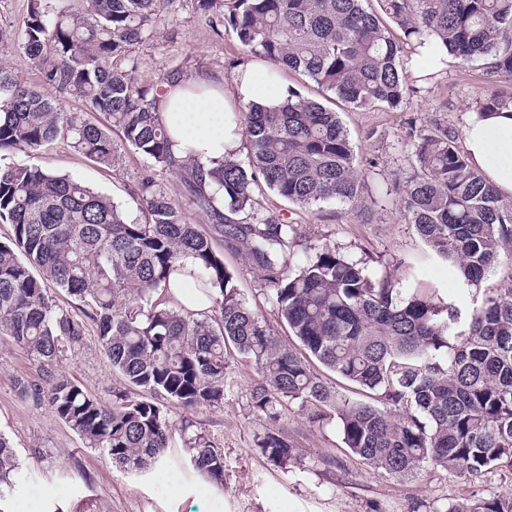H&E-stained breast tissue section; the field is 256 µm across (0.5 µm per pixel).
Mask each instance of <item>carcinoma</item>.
Wrapping results in <instances>:
<instances>
[{
    "label": "carcinoma",
    "mask_w": 512,
    "mask_h": 512,
    "mask_svg": "<svg viewBox=\"0 0 512 512\" xmlns=\"http://www.w3.org/2000/svg\"><path fill=\"white\" fill-rule=\"evenodd\" d=\"M366 2L197 5L223 14L243 52L268 63L271 75L298 73L355 109L409 103L410 54L430 38L461 64L512 82V0H375V9ZM170 3L29 0L19 47L41 85L0 65V152L34 153L65 137L93 164L113 168L115 128L151 170L196 172L186 181L188 203L243 251L306 354L283 347L239 293L224 255L183 220L152 175L137 184L142 218L132 219L70 175L0 163V222L14 231L0 243V336L44 370L38 394L87 447L138 471L162 462L169 445V413L154 398L186 410L219 407L237 354L262 377L251 393L265 420L258 447L285 471L302 465L278 426L279 407L295 400L334 407L345 447L375 473L409 479L436 466L470 480L512 468V275L463 321L454 304L433 302L414 279L370 272L328 244L302 247L295 225L279 218H240L263 187L304 209H353L362 189L357 158L338 113L293 87L277 107L249 102L234 112L247 160L230 154L207 169L190 151L176 158L158 93L140 83L132 56L165 23ZM45 86L78 96L99 118L63 111ZM414 156L405 220L435 258L457 269L462 287L476 286L512 252V203L472 168L446 127L421 134ZM205 176L210 193L201 188ZM172 281L215 290L210 309L193 313L158 296ZM53 290L77 298L79 313L59 308ZM88 320L136 395L106 403L56 372L62 343L79 342ZM311 357L380 405L336 394ZM190 428L185 422L190 464L224 490L223 450ZM20 481L14 449L0 437V489ZM448 512H512V494L458 501Z\"/></svg>",
    "instance_id": "cac0c4a2"
}]
</instances>
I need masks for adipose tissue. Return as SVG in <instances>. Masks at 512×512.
I'll return each mask as SVG.
<instances>
[{
  "label": "adipose tissue",
  "mask_w": 512,
  "mask_h": 512,
  "mask_svg": "<svg viewBox=\"0 0 512 512\" xmlns=\"http://www.w3.org/2000/svg\"><path fill=\"white\" fill-rule=\"evenodd\" d=\"M267 72L262 65L245 66L224 87L198 77L164 85L159 120L170 134L175 156L193 151L209 168L225 153L237 151L240 139L226 125L225 114L241 103L274 104L286 95V84L268 78ZM463 147L471 166L502 196L512 197V107L484 114L471 107Z\"/></svg>",
  "instance_id": "ef3b65f1"
}]
</instances>
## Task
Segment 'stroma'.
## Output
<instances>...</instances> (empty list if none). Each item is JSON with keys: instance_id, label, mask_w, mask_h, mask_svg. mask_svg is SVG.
Masks as SVG:
<instances>
[{"instance_id": "stroma-1", "label": "stroma", "mask_w": 512, "mask_h": 512, "mask_svg": "<svg viewBox=\"0 0 512 512\" xmlns=\"http://www.w3.org/2000/svg\"><path fill=\"white\" fill-rule=\"evenodd\" d=\"M134 56L141 83L154 91L170 78L202 77L224 86L237 67L251 62L221 16L202 13L196 0H175L160 34L136 48ZM490 89L512 94V85L491 81L483 68L455 63L437 79L416 84L407 107L368 112L340 106L367 184L363 213L333 203L301 210L266 189L255 195V213L297 224L310 243H329L368 270L394 273L399 266L412 267L423 282L436 286L437 301L454 302L462 314H469L476 301L512 275V261L501 260L477 286L460 287L455 269L430 261L427 246L414 226L406 224L400 188L414 170L417 131L441 123L462 132L467 110ZM5 158L71 174L108 194L130 216L139 214L131 190L148 162L134 150H124L114 168L92 164L63 140L33 156L13 150ZM218 248L242 297L277 325L287 349L301 352L297 338L280 324L256 271L237 248L223 242ZM58 369L107 403L128 388L91 327L80 345L62 346ZM259 380L253 363L232 360L223 404L189 415L172 410L166 464L127 472L113 465L103 450L86 447L47 403L21 394L20 385L41 384L40 366L0 336V436L15 449L24 476L14 490L0 495V512H446L450 503L463 498L512 492V471L506 469L474 482L453 480L436 467L408 481L375 474L345 448L336 416L312 421L313 406L298 400L285 404L281 424L304 464L283 472L255 445L263 418L253 408L250 393ZM187 415L224 452L223 491L201 482L189 465L181 425Z\"/></svg>"}]
</instances>
